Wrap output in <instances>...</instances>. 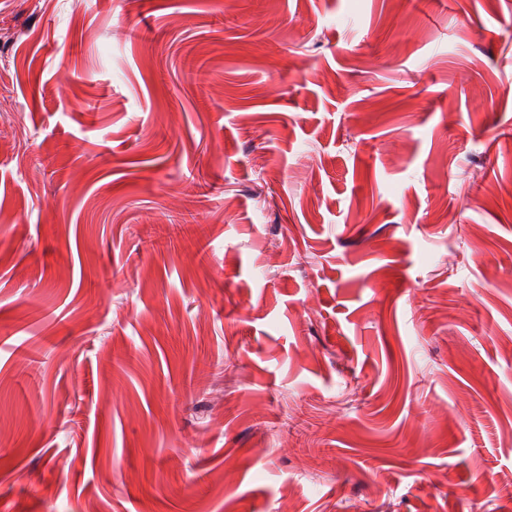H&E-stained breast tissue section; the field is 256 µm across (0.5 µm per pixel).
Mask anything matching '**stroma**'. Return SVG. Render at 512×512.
Segmentation results:
<instances>
[{"mask_svg": "<svg viewBox=\"0 0 512 512\" xmlns=\"http://www.w3.org/2000/svg\"><path fill=\"white\" fill-rule=\"evenodd\" d=\"M0 108V512H512V0H0Z\"/></svg>", "mask_w": 512, "mask_h": 512, "instance_id": "obj_1", "label": "stroma"}]
</instances>
